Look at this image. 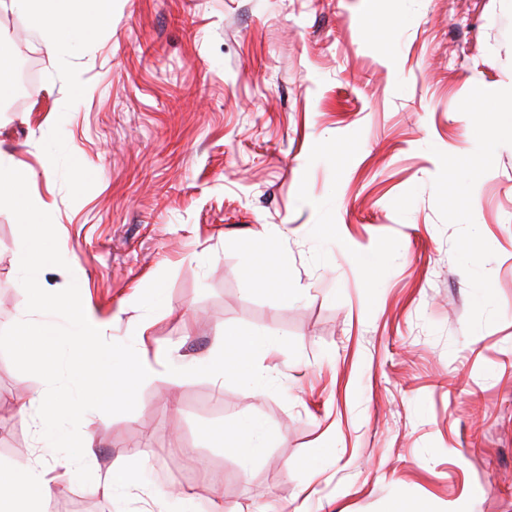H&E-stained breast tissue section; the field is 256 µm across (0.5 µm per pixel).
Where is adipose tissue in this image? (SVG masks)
I'll use <instances>...</instances> for the list:
<instances>
[{
  "label": "adipose tissue",
  "mask_w": 512,
  "mask_h": 512,
  "mask_svg": "<svg viewBox=\"0 0 512 512\" xmlns=\"http://www.w3.org/2000/svg\"><path fill=\"white\" fill-rule=\"evenodd\" d=\"M112 0H0V10L23 14L37 30L42 45L52 55H67L87 39L90 31L82 24L85 15H94L98 22L112 20ZM226 451L236 454L242 465H250L261 457L268 446L269 431L257 418L236 426L215 428ZM59 476L42 467L16 473L0 463V490L11 489L15 499L27 506V512H46V507L60 490Z\"/></svg>",
  "instance_id": "1"
}]
</instances>
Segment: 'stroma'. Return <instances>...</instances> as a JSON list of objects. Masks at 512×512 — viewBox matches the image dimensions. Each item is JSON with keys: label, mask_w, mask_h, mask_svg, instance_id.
<instances>
[{"label": "stroma", "mask_w": 512, "mask_h": 512, "mask_svg": "<svg viewBox=\"0 0 512 512\" xmlns=\"http://www.w3.org/2000/svg\"><path fill=\"white\" fill-rule=\"evenodd\" d=\"M37 65L0 98V150L34 178L107 340L188 359L241 325L293 339L279 392L185 377L90 424L100 471L141 487L87 512H512V0H112L72 56L0 11ZM276 247L295 295L241 271ZM0 209V330L26 312ZM46 392L0 354V461L57 470ZM270 428L250 469L204 427ZM323 461L309 480L308 462Z\"/></svg>", "instance_id": "35a3bbf8"}]
</instances>
